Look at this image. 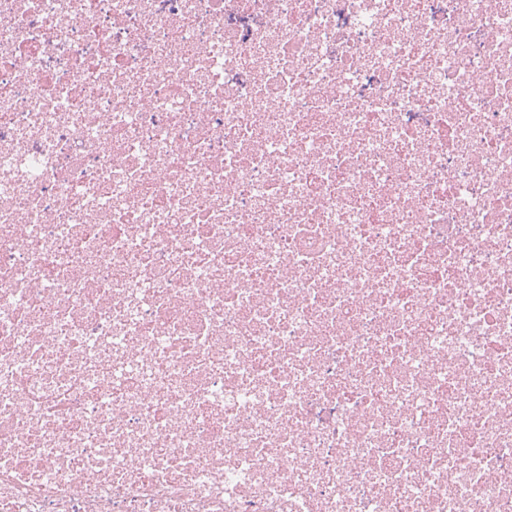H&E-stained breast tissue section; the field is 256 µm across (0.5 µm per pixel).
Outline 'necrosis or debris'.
<instances>
[{
	"label": "necrosis or debris",
	"instance_id": "necrosis-or-debris-1",
	"mask_svg": "<svg viewBox=\"0 0 512 512\" xmlns=\"http://www.w3.org/2000/svg\"><path fill=\"white\" fill-rule=\"evenodd\" d=\"M0 512H512V0H0Z\"/></svg>",
	"mask_w": 512,
	"mask_h": 512
}]
</instances>
